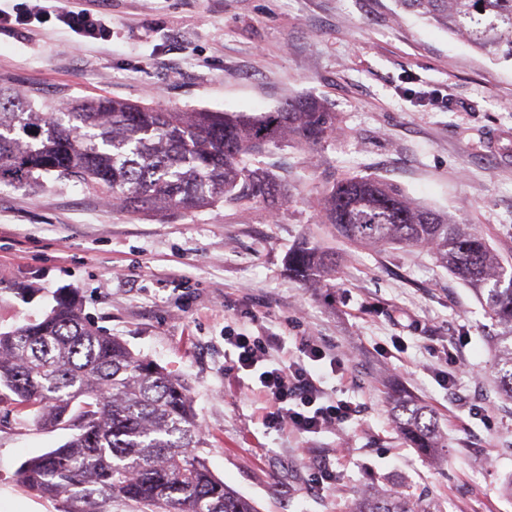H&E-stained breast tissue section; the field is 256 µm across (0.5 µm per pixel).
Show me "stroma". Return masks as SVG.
<instances>
[{"label": "stroma", "instance_id": "35a3bbf8", "mask_svg": "<svg viewBox=\"0 0 512 512\" xmlns=\"http://www.w3.org/2000/svg\"><path fill=\"white\" fill-rule=\"evenodd\" d=\"M45 5L100 14L111 34L81 43L52 16L21 35L1 32L0 88L36 106L105 97L266 112L314 96L337 113L339 130L314 148L286 137L255 156L288 181L276 209L224 201L132 215L77 179L0 187V331L77 295L95 325L186 385L212 472L257 512H349L373 477L429 492L444 512H512V396L490 370L496 329L481 303L428 250L356 248L319 215L333 177L382 178L474 225L512 266V64L394 0ZM304 241L335 253L329 287L289 275L288 253ZM228 327L281 336L289 354L304 336L352 351L348 372L332 375L323 361L316 375L358 416L310 437L277 427L224 354ZM403 399L433 414L441 459L400 432L394 405ZM70 435L0 404V512H60L16 473ZM317 457L331 470L318 490Z\"/></svg>", "mask_w": 512, "mask_h": 512}]
</instances>
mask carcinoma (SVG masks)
Segmentation results:
<instances>
[{
  "label": "carcinoma",
  "instance_id": "carcinoma-1",
  "mask_svg": "<svg viewBox=\"0 0 512 512\" xmlns=\"http://www.w3.org/2000/svg\"><path fill=\"white\" fill-rule=\"evenodd\" d=\"M394 2L490 60L512 63V0ZM336 128V113L316 98L290 99L271 112H175L107 98L38 108L0 91V185H31L45 174L76 178L132 214L274 202L286 197V184L252 157L285 136L317 146ZM321 218L354 246L426 248L467 284L503 329L494 366L512 394V271L483 234L371 176L334 180ZM334 263L307 242L288 253V271L305 282H321ZM4 400L41 427L74 430L17 472L23 486L62 502L63 512H112L115 501L138 512H257L201 455L203 431L184 384L96 327L74 301L0 333ZM395 418L414 447H440L426 407L401 401ZM350 512L442 510L424 493L367 485Z\"/></svg>",
  "mask_w": 512,
  "mask_h": 512
}]
</instances>
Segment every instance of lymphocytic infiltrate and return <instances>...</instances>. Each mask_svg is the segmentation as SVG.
Instances as JSON below:
<instances>
[{"instance_id": "obj_1", "label": "lymphocytic infiltrate", "mask_w": 512, "mask_h": 512, "mask_svg": "<svg viewBox=\"0 0 512 512\" xmlns=\"http://www.w3.org/2000/svg\"><path fill=\"white\" fill-rule=\"evenodd\" d=\"M224 341L233 350L236 368L257 371L258 380L271 402L272 419L301 435L318 434L342 427L356 415V408L346 402L324 403L319 380L311 364L328 361L335 369H346L349 358L312 336L302 337L297 353L288 364L274 363L279 346L274 336H251L230 332Z\"/></svg>"}]
</instances>
